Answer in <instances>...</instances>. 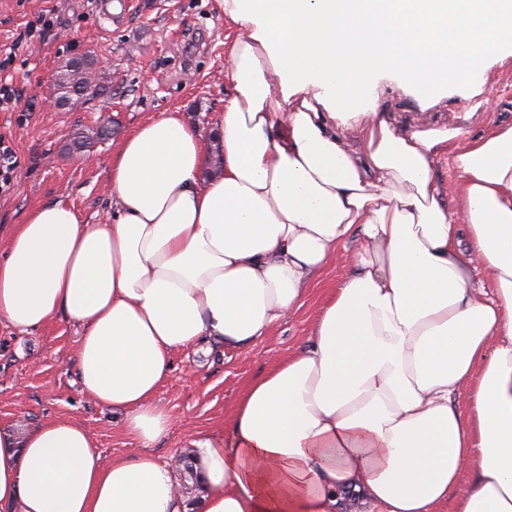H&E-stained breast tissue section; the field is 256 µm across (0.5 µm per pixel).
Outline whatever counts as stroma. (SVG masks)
Instances as JSON below:
<instances>
[{"instance_id": "obj_1", "label": "stroma", "mask_w": 512, "mask_h": 512, "mask_svg": "<svg viewBox=\"0 0 512 512\" xmlns=\"http://www.w3.org/2000/svg\"><path fill=\"white\" fill-rule=\"evenodd\" d=\"M54 14L44 37L26 34L42 11ZM224 17L218 0H0V52L15 50L9 69L20 90L14 111L0 112V139L17 157L11 188L0 194V230L23 223L35 207L64 200L88 223L112 212L107 166L112 144L149 117L176 112L203 140H210L229 84L224 75ZM98 62L101 86L75 106L49 107L54 74L71 55ZM379 107L417 126L464 109L472 88L453 86L447 95L420 105L394 80H382ZM496 111L478 109L465 120L472 134L512 122V58L492 63L480 83ZM108 126L109 134L74 152L71 140ZM346 273L337 257L316 277L301 307L255 344L245 356L200 344L176 354V370L157 393L171 418L170 430L153 448L159 463L194 454L193 440L223 431L247 382L268 362L304 342L324 288ZM78 329L66 317L21 333L0 323V430L21 435L46 418L79 419L93 434L104 459L133 456L137 448L122 432L119 416L81 391L74 356Z\"/></svg>"}]
</instances>
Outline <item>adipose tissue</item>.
Segmentation results:
<instances>
[{
	"mask_svg": "<svg viewBox=\"0 0 512 512\" xmlns=\"http://www.w3.org/2000/svg\"><path fill=\"white\" fill-rule=\"evenodd\" d=\"M221 6L220 161L148 119L112 147L106 223L57 200L0 236V321L78 326L83 394L140 449L104 460L72 418L0 432V508L186 512L151 453L175 355L247 353L341 252L305 343L195 440L203 512H512V123L398 129L378 105L385 77L422 102L475 80L512 48V0Z\"/></svg>",
	"mask_w": 512,
	"mask_h": 512,
	"instance_id": "ef3b65f1",
	"label": "adipose tissue"
}]
</instances>
